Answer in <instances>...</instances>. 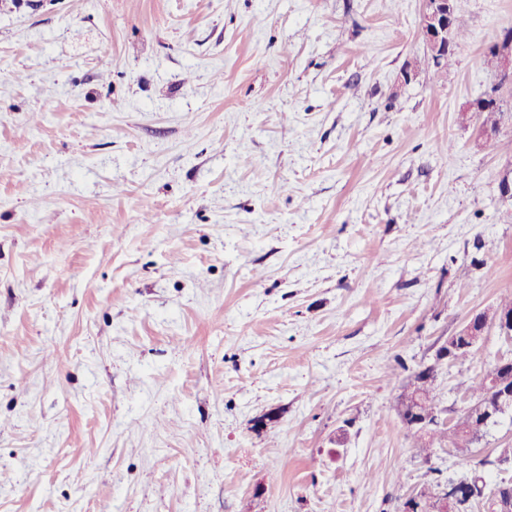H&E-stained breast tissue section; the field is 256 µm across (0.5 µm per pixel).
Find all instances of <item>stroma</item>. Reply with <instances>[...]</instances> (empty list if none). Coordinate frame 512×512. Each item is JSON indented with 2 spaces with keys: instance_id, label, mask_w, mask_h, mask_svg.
I'll list each match as a JSON object with an SVG mask.
<instances>
[{
  "instance_id": "1",
  "label": "stroma",
  "mask_w": 512,
  "mask_h": 512,
  "mask_svg": "<svg viewBox=\"0 0 512 512\" xmlns=\"http://www.w3.org/2000/svg\"><path fill=\"white\" fill-rule=\"evenodd\" d=\"M0 0V512H398L409 376L512 296V0ZM420 67L410 82L407 63ZM150 202V217L142 204ZM512 341L436 365L456 415ZM465 0H452L453 2V30L450 18V0H424L420 16L419 30L425 45L426 56L435 65L440 66L441 57L453 55L448 49L455 43L457 46L462 37L460 16L462 4ZM453 34V39H452ZM446 59V61L448 60ZM512 33V28L508 29ZM502 33L494 43L495 53L499 58V68L496 72L495 83L487 90L483 96V105L490 107L497 106L502 101L503 93L511 89L512 84V34ZM495 53L490 49L487 56V64L492 69H497V59Z\"/></svg>"
}]
</instances>
